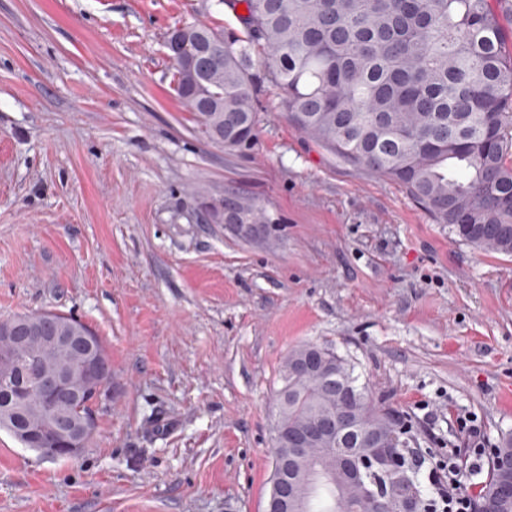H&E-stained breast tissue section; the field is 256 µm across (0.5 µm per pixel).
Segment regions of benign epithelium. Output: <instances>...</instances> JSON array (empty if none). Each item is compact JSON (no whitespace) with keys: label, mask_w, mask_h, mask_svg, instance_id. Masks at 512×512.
<instances>
[{"label":"benign epithelium","mask_w":512,"mask_h":512,"mask_svg":"<svg viewBox=\"0 0 512 512\" xmlns=\"http://www.w3.org/2000/svg\"><path fill=\"white\" fill-rule=\"evenodd\" d=\"M189 29L169 33L165 48L168 56L178 58L185 69L199 78L208 69V58L188 46ZM204 211L215 224H223L245 238L266 232V225L246 211L243 205H231L224 199L204 202ZM63 351L71 361L52 367L41 365L47 352ZM108 355L97 336L74 320L53 318L43 324L27 320L11 321L0 328V385L22 392L34 382L43 400L34 407L24 398L8 400L0 408V428L17 441L53 459L75 458L81 454L95 431V415L81 412L85 397L98 393L107 383ZM336 432V418L329 416L288 448L279 459L281 483L270 500L269 512H289L304 502L306 493L298 492L297 473L303 467L304 441L321 443ZM348 474L362 480V470L374 467L387 473L396 470L399 449L377 448L370 456H356L347 448L341 451Z\"/></svg>","instance_id":"1"}]
</instances>
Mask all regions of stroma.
<instances>
[{
    "mask_svg": "<svg viewBox=\"0 0 512 512\" xmlns=\"http://www.w3.org/2000/svg\"><path fill=\"white\" fill-rule=\"evenodd\" d=\"M236 25L224 0H0V320L52 312L112 369L82 453L0 430V512H266L288 352L334 349L429 466L512 431V256L285 118L270 84L248 150L211 142L165 40ZM243 193L247 240L202 203Z\"/></svg>",
    "mask_w": 512,
    "mask_h": 512,
    "instance_id": "35a3bbf8",
    "label": "stroma"
}]
</instances>
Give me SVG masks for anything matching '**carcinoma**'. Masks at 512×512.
Here are the masks:
<instances>
[{"label": "carcinoma", "instance_id": "1", "mask_svg": "<svg viewBox=\"0 0 512 512\" xmlns=\"http://www.w3.org/2000/svg\"><path fill=\"white\" fill-rule=\"evenodd\" d=\"M504 0H228L240 28L194 23L200 45L224 33V56L207 76L210 107L172 62L174 91L198 126L228 150L256 139L261 79L304 136L409 197L476 248L512 255V53L505 51ZM346 408L375 434L361 452L401 446L399 414L359 382L355 367L315 344L293 349L278 393L273 457L288 436ZM304 470L336 476L338 459L315 446ZM512 479L491 460L473 507L512 512L497 487ZM400 512L390 478L338 488L322 479L308 512Z\"/></svg>", "mask_w": 512, "mask_h": 512}]
</instances>
